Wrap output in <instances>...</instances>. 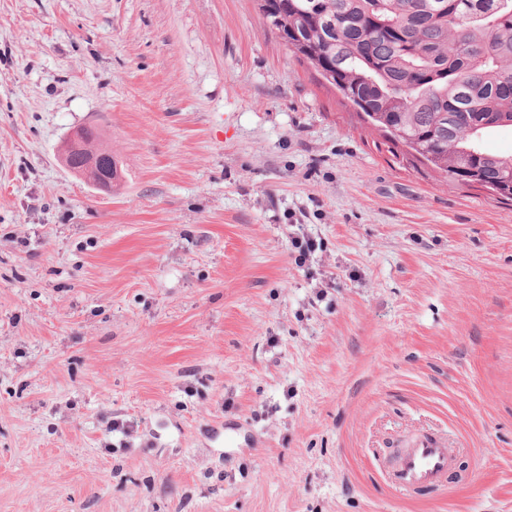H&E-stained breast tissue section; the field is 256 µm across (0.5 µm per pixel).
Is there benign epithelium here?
<instances>
[{"instance_id":"1","label":"benign epithelium","mask_w":512,"mask_h":512,"mask_svg":"<svg viewBox=\"0 0 512 512\" xmlns=\"http://www.w3.org/2000/svg\"><path fill=\"white\" fill-rule=\"evenodd\" d=\"M88 130L81 127L73 131L66 143L63 164L91 185L110 190L119 178L117 160L112 152L101 150L87 141Z\"/></svg>"}]
</instances>
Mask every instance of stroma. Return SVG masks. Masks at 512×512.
<instances>
[{
	"mask_svg": "<svg viewBox=\"0 0 512 512\" xmlns=\"http://www.w3.org/2000/svg\"><path fill=\"white\" fill-rule=\"evenodd\" d=\"M428 434L455 477L405 493ZM0 512H512V200L258 0H0ZM88 136L86 127L73 131L67 140L62 162L91 185L111 190L112 183L119 178L117 160L111 151L98 149L87 141Z\"/></svg>",
	"mask_w": 512,
	"mask_h": 512,
	"instance_id": "stroma-1",
	"label": "stroma"
}]
</instances>
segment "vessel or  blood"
<instances>
[{
	"label": "vessel or blood",
	"mask_w": 512,
	"mask_h": 512,
	"mask_svg": "<svg viewBox=\"0 0 512 512\" xmlns=\"http://www.w3.org/2000/svg\"><path fill=\"white\" fill-rule=\"evenodd\" d=\"M450 452L433 437H424L404 449L395 474V485L412 493L441 485L448 476Z\"/></svg>",
	"instance_id": "b4317fda"
}]
</instances>
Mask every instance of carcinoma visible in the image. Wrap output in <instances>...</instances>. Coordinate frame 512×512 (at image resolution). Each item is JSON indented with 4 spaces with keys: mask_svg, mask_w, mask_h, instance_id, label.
<instances>
[{
    "mask_svg": "<svg viewBox=\"0 0 512 512\" xmlns=\"http://www.w3.org/2000/svg\"><path fill=\"white\" fill-rule=\"evenodd\" d=\"M263 17L394 142L512 199V154L484 146L512 127V0H276Z\"/></svg>",
    "mask_w": 512,
    "mask_h": 512,
    "instance_id": "obj_1",
    "label": "carcinoma"
}]
</instances>
